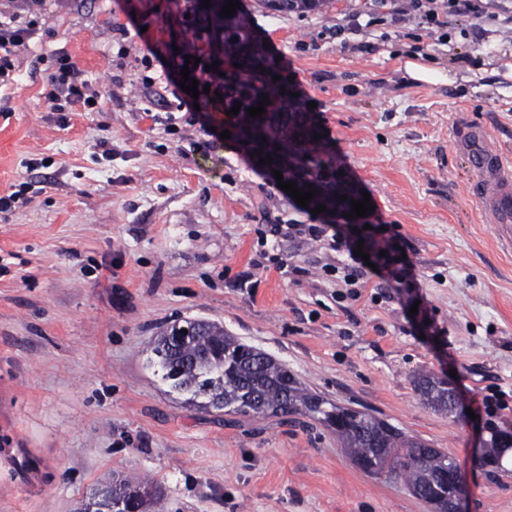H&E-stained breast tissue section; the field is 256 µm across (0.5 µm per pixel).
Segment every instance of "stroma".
I'll use <instances>...</instances> for the list:
<instances>
[{
    "label": "stroma",
    "instance_id": "stroma-1",
    "mask_svg": "<svg viewBox=\"0 0 512 512\" xmlns=\"http://www.w3.org/2000/svg\"><path fill=\"white\" fill-rule=\"evenodd\" d=\"M185 0H41L0 87V512H77L102 482L145 476L162 512H433L403 479L357 468L310 417L187 403L150 363L160 328L202 319L284 363L312 391L452 457L463 512H512V460L483 464L486 422L512 436V251L455 146L481 125L512 150V0L444 30L374 0L305 14L241 0L249 32L310 112L343 186L368 192L414 289L361 288L345 257L287 225L344 223L269 188L208 93L168 83ZM97 104L53 110L59 56ZM441 71L408 79L399 62ZM228 139L203 133V123ZM420 304L430 317L410 314ZM448 381L459 416L414 378Z\"/></svg>",
    "mask_w": 512,
    "mask_h": 512
}]
</instances>
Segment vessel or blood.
I'll return each mask as SVG.
<instances>
[{"label":"vessel or blood","instance_id":"1","mask_svg":"<svg viewBox=\"0 0 512 512\" xmlns=\"http://www.w3.org/2000/svg\"><path fill=\"white\" fill-rule=\"evenodd\" d=\"M476 173L473 192L486 223L512 248V152L492 143L479 127L465 128L457 144Z\"/></svg>","mask_w":512,"mask_h":512}]
</instances>
